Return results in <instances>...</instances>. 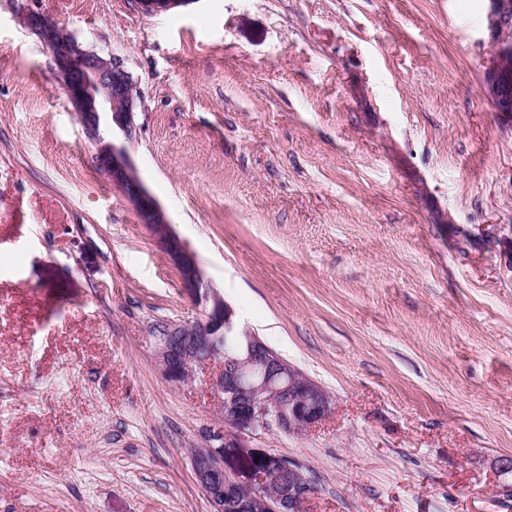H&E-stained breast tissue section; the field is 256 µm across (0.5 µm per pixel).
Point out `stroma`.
I'll use <instances>...</instances> for the list:
<instances>
[{
    "label": "stroma",
    "instance_id": "stroma-1",
    "mask_svg": "<svg viewBox=\"0 0 512 512\" xmlns=\"http://www.w3.org/2000/svg\"><path fill=\"white\" fill-rule=\"evenodd\" d=\"M486 0H0V512H210L219 417L153 325L196 315L96 167L33 8L121 58L130 146L207 279L331 396L304 512H512V122Z\"/></svg>",
    "mask_w": 512,
    "mask_h": 512
}]
</instances>
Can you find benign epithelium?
I'll list each match as a JSON object with an SVG mask.
<instances>
[{"label": "benign epithelium", "mask_w": 512, "mask_h": 512, "mask_svg": "<svg viewBox=\"0 0 512 512\" xmlns=\"http://www.w3.org/2000/svg\"><path fill=\"white\" fill-rule=\"evenodd\" d=\"M135 2L140 12L156 15L191 0ZM487 2L492 51L484 89L495 111L511 118L512 67L506 58L512 51V0ZM23 21L49 55L85 135L95 144L97 166L153 234L178 271L182 291L198 308L192 318L153 326L161 374L182 384L207 365L220 363L208 376L221 417L212 434L219 445L192 454L195 479L211 512H304L317 490L312 477L296 462L248 446L246 437L272 424L288 433L314 426L330 412L329 393L251 332H244V342L234 354L224 353L218 340L235 327L234 312L137 174L129 144L137 136L142 99L132 74L121 60L83 45L41 12L29 10ZM105 128L112 137L103 136Z\"/></svg>", "instance_id": "obj_1"}]
</instances>
